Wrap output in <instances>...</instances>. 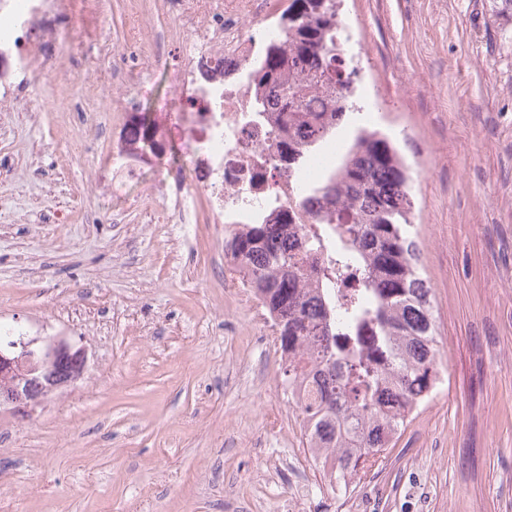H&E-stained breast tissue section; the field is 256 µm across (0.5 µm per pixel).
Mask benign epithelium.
<instances>
[{
	"mask_svg": "<svg viewBox=\"0 0 512 512\" xmlns=\"http://www.w3.org/2000/svg\"><path fill=\"white\" fill-rule=\"evenodd\" d=\"M87 356L63 338L20 334L0 344V411L28 417L84 376Z\"/></svg>",
	"mask_w": 512,
	"mask_h": 512,
	"instance_id": "benign-epithelium-1",
	"label": "benign epithelium"
}]
</instances>
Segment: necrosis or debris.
<instances>
[{
  "label": "necrosis or debris",
  "instance_id": "obj_1",
  "mask_svg": "<svg viewBox=\"0 0 512 512\" xmlns=\"http://www.w3.org/2000/svg\"><path fill=\"white\" fill-rule=\"evenodd\" d=\"M247 2L258 10L256 33L218 14L194 16L186 21L183 59L154 58L156 67L173 73L175 95L164 109L178 113L174 132L198 162L188 181L168 171L166 206L176 223L195 224L204 215L228 235L271 220L311 224V213L297 201L335 159L334 146H327L288 175L268 126L254 119L252 84L243 77L225 81V68L250 63L254 39L276 34L268 21L270 0ZM47 7L48 0H0V57H12L18 71L29 72L31 51L46 41L38 20Z\"/></svg>",
  "mask_w": 512,
  "mask_h": 512
}]
</instances>
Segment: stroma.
Segmentation results:
<instances>
[{"instance_id":"1","label":"stroma","mask_w":512,"mask_h":512,"mask_svg":"<svg viewBox=\"0 0 512 512\" xmlns=\"http://www.w3.org/2000/svg\"><path fill=\"white\" fill-rule=\"evenodd\" d=\"M358 124L412 164L446 369L394 448L344 492L304 471L264 308L220 224H166L173 152L114 181L134 84L103 48L177 54L171 0H61L62 41L0 105V324L85 348L72 389L0 413V512H512V9L341 0Z\"/></svg>"}]
</instances>
